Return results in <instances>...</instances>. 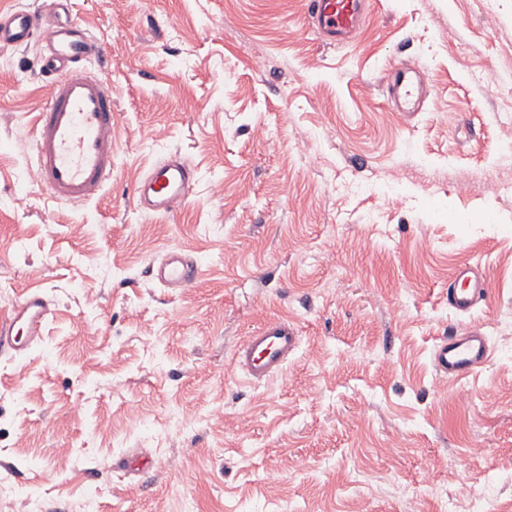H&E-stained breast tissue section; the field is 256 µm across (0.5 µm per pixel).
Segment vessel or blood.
Segmentation results:
<instances>
[{"label": "vessel or blood", "mask_w": 512, "mask_h": 512, "mask_svg": "<svg viewBox=\"0 0 512 512\" xmlns=\"http://www.w3.org/2000/svg\"><path fill=\"white\" fill-rule=\"evenodd\" d=\"M369 4L370 0H308L309 23L331 43H343ZM33 40L44 49L42 70L52 79L51 95L33 117L35 174L56 199L83 204L112 182V85L90 68L103 46L68 16L48 20L19 8L0 13L1 46ZM385 85L402 111L415 110L422 94L418 67L391 66ZM195 182L190 164L180 155H168L152 164L135 185V204L144 213L168 216L184 206ZM198 272L196 263L175 250L149 266L154 282L167 289L188 287ZM483 294L474 268L458 269L448 284V306L458 313L469 312ZM53 312V302L42 291H26L0 318V353L28 355L42 341ZM299 343L296 329L287 320L264 323L236 346L233 370L251 385L274 379L286 371ZM490 356L491 347L482 332L468 330L441 339L433 364L442 378L457 379L482 367Z\"/></svg>", "instance_id": "b4317fda"}]
</instances>
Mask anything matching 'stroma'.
I'll return each mask as SVG.
<instances>
[{
	"mask_svg": "<svg viewBox=\"0 0 512 512\" xmlns=\"http://www.w3.org/2000/svg\"><path fill=\"white\" fill-rule=\"evenodd\" d=\"M69 9L112 83L98 199L37 183L42 48L0 47V314L28 289L55 305L28 357L0 355L8 512H448L462 483L512 512V194L486 191L512 183V0H372L345 45L309 27L306 0ZM400 62L425 73L423 111L386 97ZM175 151L192 196L146 215L133 188ZM172 250L199 266L179 291L148 272ZM476 264L483 299L449 310V279ZM276 317L300 348L248 385L233 351ZM471 328L489 362L440 379L439 339ZM130 454L148 468L125 473Z\"/></svg>",
	"mask_w": 512,
	"mask_h": 512,
	"instance_id": "35a3bbf8",
	"label": "stroma"
}]
</instances>
